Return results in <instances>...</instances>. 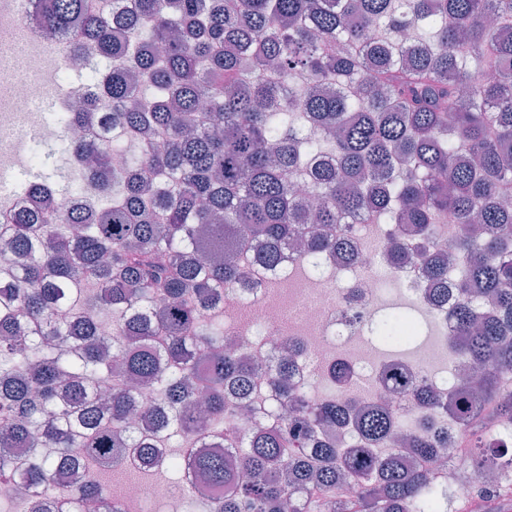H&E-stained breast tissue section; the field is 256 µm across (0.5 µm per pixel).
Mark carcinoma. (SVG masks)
Returning <instances> with one entry per match:
<instances>
[{
	"label": "carcinoma",
	"instance_id": "cac0c4a2",
	"mask_svg": "<svg viewBox=\"0 0 512 512\" xmlns=\"http://www.w3.org/2000/svg\"><path fill=\"white\" fill-rule=\"evenodd\" d=\"M31 2L51 35L83 19L112 60L86 111L127 146L70 143L105 186L94 205L47 196L0 223V445L26 449L0 455V487L96 462L53 501L15 507L124 512L112 471H160L163 442L188 457L185 498L203 486L214 512H440L442 480L404 465L389 409L308 403L290 356L272 368L270 422L246 435L225 422L239 415L226 387L244 391L253 366L224 351L222 321H200L245 279L234 255L254 241L274 266L294 240L334 253L338 224L412 225L437 298L448 264L432 225H476L455 243L476 288L453 349L480 373L446 394L396 365L378 380L430 420L473 425L476 466L512 470L488 425L512 415V0H116L110 18L86 0ZM121 151L127 167L111 164ZM408 258L395 237L389 268ZM349 422L338 448L329 431ZM214 443L237 452H191ZM441 446L427 429L409 442L423 460ZM344 478L359 496L331 494Z\"/></svg>",
	"mask_w": 512,
	"mask_h": 512
}]
</instances>
